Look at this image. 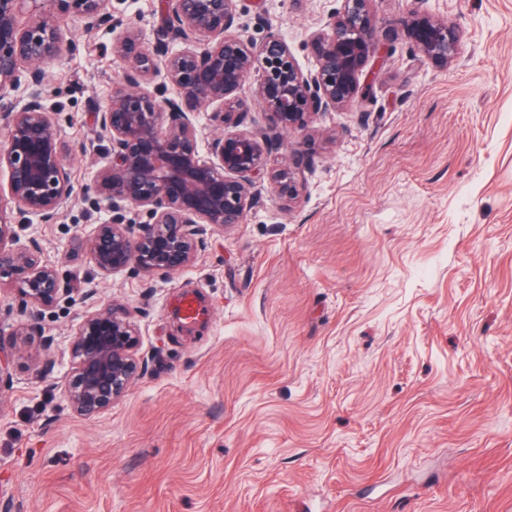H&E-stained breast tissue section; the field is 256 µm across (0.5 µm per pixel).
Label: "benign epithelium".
Returning a JSON list of instances; mask_svg holds the SVG:
<instances>
[{
  "label": "benign epithelium",
  "mask_w": 512,
  "mask_h": 512,
  "mask_svg": "<svg viewBox=\"0 0 512 512\" xmlns=\"http://www.w3.org/2000/svg\"><path fill=\"white\" fill-rule=\"evenodd\" d=\"M38 1L48 10L21 24L28 0H0V172L7 173L0 183V278L11 279L23 303L46 309L70 291L69 283L58 266L42 260L35 241L19 244L18 230L33 216L55 223L73 185L57 113L38 92L20 108L10 95L23 82L43 87L44 65L78 49L64 38L59 17L93 31L112 28V13L109 0ZM339 2L310 36L316 68L308 72L272 30L259 43L229 34L235 0H160L165 22L150 53L137 30L122 34L114 50L125 67L112 98L95 112L109 147L94 161L85 199L90 213L104 211L108 220L78 239L89 259L81 299L93 296L89 285L96 279L128 268L167 276L194 265L205 238L243 223L264 180L278 195L295 198L311 160L296 149L288 168L274 167L279 134L304 130L307 116L349 106L380 52L371 0ZM406 26L424 60L446 67L457 58L459 32L448 22L423 15ZM170 37L184 48L169 51ZM254 73L253 98L264 107L266 126L249 128L252 105L237 91ZM160 75L175 96L142 91ZM214 105L207 117L222 132L212 136L201 109ZM69 345L71 368L61 389L73 413L86 419L112 408L146 369L133 312L122 305L82 315ZM13 362L14 345L0 341V389Z\"/></svg>",
  "instance_id": "benign-epithelium-1"
}]
</instances>
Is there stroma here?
Masks as SVG:
<instances>
[{
    "label": "stroma",
    "mask_w": 512,
    "mask_h": 512,
    "mask_svg": "<svg viewBox=\"0 0 512 512\" xmlns=\"http://www.w3.org/2000/svg\"><path fill=\"white\" fill-rule=\"evenodd\" d=\"M158 0H112L118 28L152 47ZM338 0H236L233 34L280 31L298 65ZM382 66L347 108L286 132L313 165L295 200L269 185L243 223L172 275L128 269L94 296L33 312L0 283L16 337L0 394V512H512V0H372ZM460 34L448 67L423 61L404 23ZM80 48L47 66L74 191L33 222L62 272L93 231L84 202L95 109L122 69L114 34L62 24ZM202 298L194 328L175 299ZM135 313L144 374L93 419L56 388L86 311ZM53 341L43 362L32 354Z\"/></svg>",
    "instance_id": "35a3bbf8"
}]
</instances>
